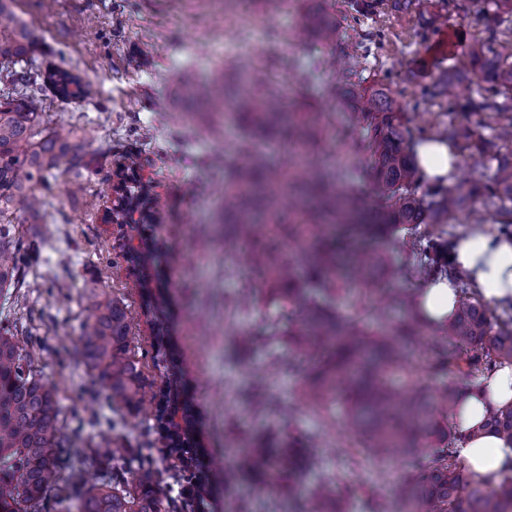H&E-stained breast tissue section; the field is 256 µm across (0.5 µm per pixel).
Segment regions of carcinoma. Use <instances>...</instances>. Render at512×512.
<instances>
[{
  "instance_id": "1",
  "label": "carcinoma",
  "mask_w": 512,
  "mask_h": 512,
  "mask_svg": "<svg viewBox=\"0 0 512 512\" xmlns=\"http://www.w3.org/2000/svg\"><path fill=\"white\" fill-rule=\"evenodd\" d=\"M302 33L319 44L338 43L336 25L321 12L304 14ZM362 42L339 46L334 59L336 82L328 97L349 112L360 136L355 141L370 174V191L341 192L336 169H314L297 160L276 165L256 151V139H285L304 153L321 130L310 103L293 104L266 66L247 75L239 65L207 83H185L184 96L200 112L232 115L246 138L241 166L224 163V241L250 246V269L260 292L278 308L269 326L247 343L288 338L309 363L303 397L312 406L345 403V424L361 442L366 459L379 464L413 456L425 449L404 478L401 506L379 512H512V470L494 484L476 486L461 469L452 442L459 439L448 409L480 375L512 364V300L492 305L470 277H457L459 305L439 328L406 291L388 287L389 257L378 247L386 232L400 224H446L471 207L476 191L500 219L498 231L512 238V38L471 47L470 68L441 71L422 86L420 103L450 101L456 86H476L463 109L479 122L501 119L498 134L482 139L476 151L496 161L492 184L474 178L469 189L436 184L420 195L423 182L415 157L413 132L383 86L367 84L361 67ZM35 43L16 0H0V71L32 57ZM15 98L0 100V291L25 287L34 241L16 237L7 214L31 209L36 192L47 191L49 178L70 172L80 178L82 156L75 130L65 122L42 126L38 81L49 82L57 98L68 102L84 95L79 75L64 68L9 73ZM438 139L451 146L470 141L469 126L445 124ZM279 212L272 235L288 239L299 257H283L258 217ZM453 237L441 230L405 242V274L416 278L448 275ZM353 289L376 298L382 309L405 307L411 325L402 333L377 331L342 317L319 303L323 294ZM89 315L81 325L84 364L98 372L112 402L137 401L142 389L138 363L129 355V322L115 301L89 297ZM418 330L440 331L437 354L427 368L442 371L446 383L435 392L407 361L410 336ZM494 432L512 440V403L490 413L473 430L477 437ZM315 438L259 436L244 442V462L224 471V482L256 480L273 496L288 501L290 512H338L336 479L325 478L305 508L295 507L309 470L319 463ZM171 450L187 460L186 483L207 489L193 462L194 449L174 441ZM76 452L74 437L63 431L56 388L33 368L16 326L0 322V512H170L168 487L150 469L149 458L112 467V481L88 483L65 465Z\"/></svg>"
}]
</instances>
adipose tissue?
<instances>
[{
	"instance_id": "ef3b65f1",
	"label": "adipose tissue",
	"mask_w": 512,
	"mask_h": 512,
	"mask_svg": "<svg viewBox=\"0 0 512 512\" xmlns=\"http://www.w3.org/2000/svg\"><path fill=\"white\" fill-rule=\"evenodd\" d=\"M417 164L430 181L455 170L457 156L448 143L421 141L416 147ZM454 273L469 275L489 300L512 297V240L487 231L461 234L451 255ZM459 303V294L447 277L428 281L416 292V305L435 324H443ZM512 402V365L479 376L449 416L460 435L456 455L475 484L499 479L512 467V441L489 433L469 437V430L493 408Z\"/></svg>"
}]
</instances>
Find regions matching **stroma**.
Wrapping results in <instances>:
<instances>
[{
    "label": "stroma",
    "instance_id": "stroma-1",
    "mask_svg": "<svg viewBox=\"0 0 512 512\" xmlns=\"http://www.w3.org/2000/svg\"><path fill=\"white\" fill-rule=\"evenodd\" d=\"M320 7L343 37L364 40L366 77L390 88L411 128L428 129L441 119V106L417 102L421 70L458 66L473 43L512 32V18L495 13L486 0H435L409 11L382 0L376 15L357 18L346 0H321ZM425 10L437 17L427 32L420 23ZM17 11L37 41L34 66H66L86 86L82 100L70 104L51 91L41 94L45 120H62L77 130L84 189L69 194L70 177L60 174L51 190L39 194L37 220L15 211L19 232L39 234L41 242L27 288L0 297V320L16 325L27 340L35 369L58 391L65 431L79 433L77 466L99 478L111 473V465L100 463L95 453L102 430H110L112 447L150 452L174 507L184 505L182 463L166 452L167 438L155 419L153 398L164 390L169 373L155 358L152 321L142 312L148 286L167 315L184 394L197 413L198 460L211 487L209 512H274L261 484L224 485L225 463L240 457L237 443L266 426L324 443L323 459L307 483L332 474L339 486L353 487L342 512H373L377 497L397 502L406 464L373 467L344 424L342 404L319 410L305 403L304 374L286 341L235 356L240 338L262 329L276 312L255 298L247 250L224 246V164L241 162L242 133L205 112L181 126L167 118L188 110L182 82L205 80L224 63L259 68L278 56L285 61L278 70L285 78L293 66H307L313 48L279 37L299 28L302 11L283 0H257L246 11L224 0H17ZM332 80V72L322 70L294 89L296 97L321 103L317 120L328 128L309 160L339 168V189L364 190L369 178L353 138L344 135L343 117L326 96ZM130 153L138 155L139 172L155 186L164 223L133 228L106 220L113 175ZM133 248L157 255L158 265L141 269L129 257ZM63 283L69 297L59 303L55 295ZM96 285L127 311L128 346L142 371L145 394L132 409L111 404L80 354V327ZM257 383L274 402L261 414L243 398Z\"/></svg>",
    "mask_w": 512,
    "mask_h": 512
}]
</instances>
